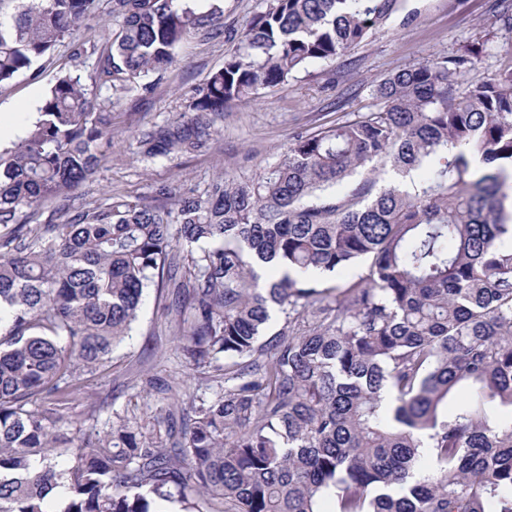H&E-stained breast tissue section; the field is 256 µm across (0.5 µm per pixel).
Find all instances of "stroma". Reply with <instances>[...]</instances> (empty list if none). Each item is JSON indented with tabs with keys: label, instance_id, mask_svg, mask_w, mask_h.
<instances>
[{
	"label": "stroma",
	"instance_id": "stroma-1",
	"mask_svg": "<svg viewBox=\"0 0 512 512\" xmlns=\"http://www.w3.org/2000/svg\"><path fill=\"white\" fill-rule=\"evenodd\" d=\"M492 0H405L388 25L372 31L360 45L331 62L311 64L289 82L257 98L232 104L218 125L215 141L201 152L141 162L138 135L142 128L162 124L184 111L194 89L224 64L236 42L235 33L264 7L263 0H226L224 33H200L178 48L176 67L166 74L148 75L147 90L123 94L112 107V153L96 176L60 209L71 212L100 200L105 192L137 200L151 196L155 186L168 184L182 192L203 193L220 173L251 179L286 151L292 138L376 112L383 103L376 84L386 76L431 58L482 44L474 74H487L512 64V33L494 31ZM72 45L63 41L31 69L0 86V114H15L27 126L56 77L75 69ZM149 373L159 384H192L182 365L177 339L162 317L155 293L145 297L133 336L112 355L109 369L95 375L86 398L69 410L73 424L91 429L112 411L157 402L160 392H145L140 375Z\"/></svg>",
	"mask_w": 512,
	"mask_h": 512
}]
</instances>
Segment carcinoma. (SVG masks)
Wrapping results in <instances>:
<instances>
[{
  "mask_svg": "<svg viewBox=\"0 0 512 512\" xmlns=\"http://www.w3.org/2000/svg\"><path fill=\"white\" fill-rule=\"evenodd\" d=\"M401 3L266 0L187 110L141 130L140 157L201 150L230 103L345 54ZM98 4L0 0V85L70 38L111 91L59 75L0 149V512H512V66L461 90L470 56L437 55L254 179L34 224L112 150V95L224 29V0H106L100 48L76 38ZM492 10L512 31V0ZM372 162L394 180L372 168L338 192ZM358 264L343 288L306 278ZM153 288L195 384L69 428Z\"/></svg>",
  "mask_w": 512,
  "mask_h": 512,
  "instance_id": "cac0c4a2",
  "label": "carcinoma"
}]
</instances>
